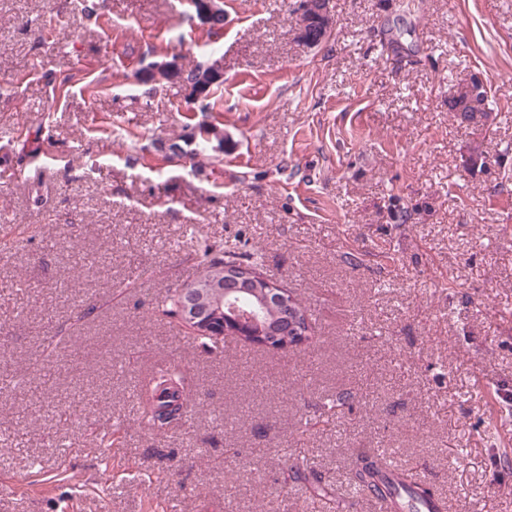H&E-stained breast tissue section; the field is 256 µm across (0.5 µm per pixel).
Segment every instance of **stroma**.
Listing matches in <instances>:
<instances>
[{
	"instance_id": "1",
	"label": "stroma",
	"mask_w": 512,
	"mask_h": 512,
	"mask_svg": "<svg viewBox=\"0 0 512 512\" xmlns=\"http://www.w3.org/2000/svg\"><path fill=\"white\" fill-rule=\"evenodd\" d=\"M223 2L211 35L189 0H0V512H341L363 448L512 512V0H330L317 47L298 0ZM213 54L210 112L137 78ZM474 76L479 129L448 110ZM203 122L223 150L169 157ZM205 243L311 339L243 362L156 316ZM164 363L160 431L134 398Z\"/></svg>"
}]
</instances>
